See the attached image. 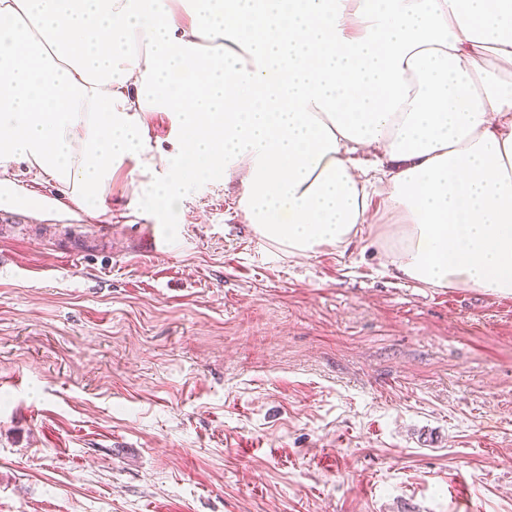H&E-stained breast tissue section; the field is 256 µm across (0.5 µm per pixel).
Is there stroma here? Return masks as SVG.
<instances>
[{
    "instance_id": "35a3bbf8",
    "label": "stroma",
    "mask_w": 512,
    "mask_h": 512,
    "mask_svg": "<svg viewBox=\"0 0 512 512\" xmlns=\"http://www.w3.org/2000/svg\"><path fill=\"white\" fill-rule=\"evenodd\" d=\"M154 178L0 172V512H512V294L393 277L373 224L292 258L221 177Z\"/></svg>"
}]
</instances>
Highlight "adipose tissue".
<instances>
[{
  "label": "adipose tissue",
  "instance_id": "ef3b65f1",
  "mask_svg": "<svg viewBox=\"0 0 512 512\" xmlns=\"http://www.w3.org/2000/svg\"><path fill=\"white\" fill-rule=\"evenodd\" d=\"M182 3L0 0V168L82 204L132 160L168 207L219 175L293 258L381 212L395 277L512 294V0ZM147 125L150 137L149 144L153 152L158 154L157 150H171V142L176 136L172 119L165 114L154 113L148 117Z\"/></svg>",
  "mask_w": 512,
  "mask_h": 512
}]
</instances>
